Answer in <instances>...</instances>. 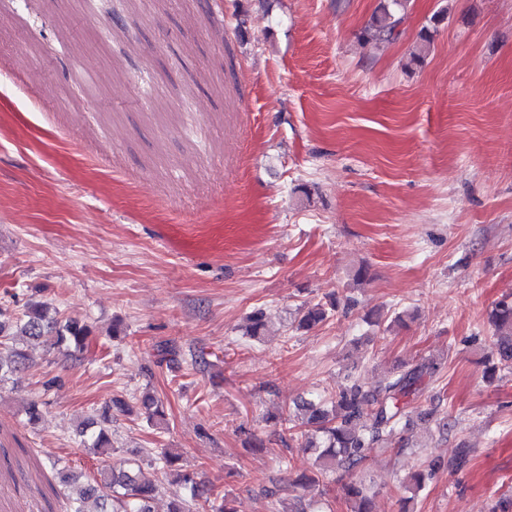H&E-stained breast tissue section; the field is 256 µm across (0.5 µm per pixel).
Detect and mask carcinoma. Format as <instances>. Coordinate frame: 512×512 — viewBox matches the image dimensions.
Masks as SVG:
<instances>
[{
    "mask_svg": "<svg viewBox=\"0 0 512 512\" xmlns=\"http://www.w3.org/2000/svg\"><path fill=\"white\" fill-rule=\"evenodd\" d=\"M411 7V0H379L370 20L361 29L359 39L367 43L390 44L404 33L403 25ZM451 12L446 5L435 12L419 35L411 62L419 63L430 48L434 34ZM328 306L316 303L299 312L298 328L312 329L324 322ZM58 311L45 303L30 302L22 316L13 320L0 319V382L26 364L27 354L17 344L16 337L30 341H43L49 346L62 348L77 357L87 349L91 340L89 326L77 319L60 321ZM489 321L493 328L491 353L496 363L489 368L490 377L500 370L512 371V296L495 303ZM440 363L433 358H420L398 373L367 387L352 377L330 399L318 397L302 400L297 409L305 412L301 433L304 447L318 448V467L300 479L304 487H314L327 473L341 467L356 468L371 449L395 440L398 426L407 408L417 400L423 385L439 371ZM139 413L151 426L164 423L163 405L150 394L142 395L137 402ZM43 402L37 397L27 400L23 413L27 423H36L41 416ZM110 409L79 430L80 445L93 454H103L112 449L109 424ZM155 459L161 464L165 477L183 486L185 497L171 503L168 512H235L228 494L214 485H206L190 472L172 469L177 456L168 448L154 449ZM444 466L439 459H432L422 471L407 477L409 483L421 488L426 481ZM46 468L53 478L46 482L56 498L62 499V512H154L152 502L159 493L160 483L141 477V465L129 461L120 467H109L89 477L65 465L62 459L48 460ZM373 496L365 484L352 482L346 486L350 512H373Z\"/></svg>",
    "mask_w": 512,
    "mask_h": 512,
    "instance_id": "1",
    "label": "carcinoma"
}]
</instances>
